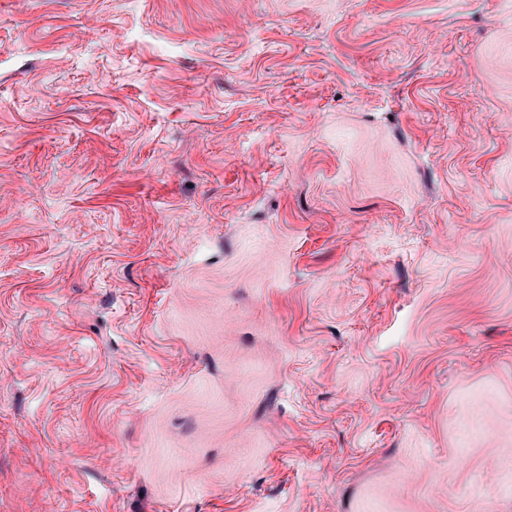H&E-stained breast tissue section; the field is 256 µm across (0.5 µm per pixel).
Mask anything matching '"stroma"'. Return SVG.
<instances>
[{
	"mask_svg": "<svg viewBox=\"0 0 512 512\" xmlns=\"http://www.w3.org/2000/svg\"><path fill=\"white\" fill-rule=\"evenodd\" d=\"M0 512H512V0H0Z\"/></svg>",
	"mask_w": 512,
	"mask_h": 512,
	"instance_id": "35a3bbf8",
	"label": "stroma"
}]
</instances>
